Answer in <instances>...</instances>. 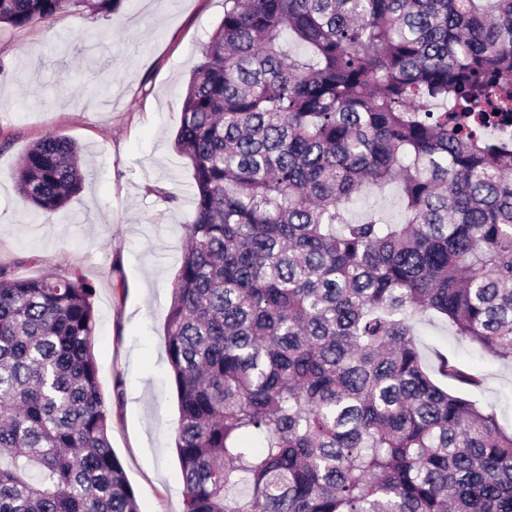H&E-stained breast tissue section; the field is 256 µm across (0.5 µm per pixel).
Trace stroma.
<instances>
[{"label":"stroma","mask_w":512,"mask_h":512,"mask_svg":"<svg viewBox=\"0 0 512 512\" xmlns=\"http://www.w3.org/2000/svg\"><path fill=\"white\" fill-rule=\"evenodd\" d=\"M223 16L224 0H122L110 14L65 9L47 25L0 27V265L25 278L76 273L93 287L109 439L141 512L183 509L165 323L193 178L173 141L179 100ZM49 132L80 146L85 180L46 220L12 174ZM421 342L478 374L474 399L512 431L511 364L441 322Z\"/></svg>","instance_id":"stroma-1"}]
</instances>
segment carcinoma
Returning <instances> with one entry per match:
<instances>
[{
  "label": "carcinoma",
  "instance_id": "carcinoma-1",
  "mask_svg": "<svg viewBox=\"0 0 512 512\" xmlns=\"http://www.w3.org/2000/svg\"><path fill=\"white\" fill-rule=\"evenodd\" d=\"M122 0H0V25ZM512 0H224L181 97L193 210L166 353L183 512H512V432L428 357L433 314L512 364ZM81 190L61 134L15 170ZM399 218H347L366 186ZM93 288L0 266V512H140L108 436Z\"/></svg>",
  "mask_w": 512,
  "mask_h": 512
}]
</instances>
